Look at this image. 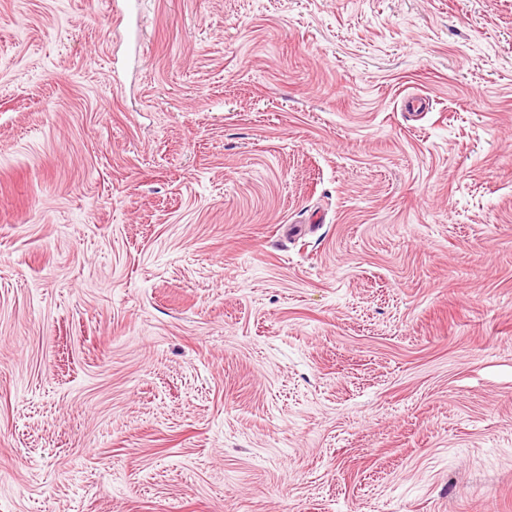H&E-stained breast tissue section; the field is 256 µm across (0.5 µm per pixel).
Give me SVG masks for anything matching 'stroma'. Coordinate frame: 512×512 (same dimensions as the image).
Masks as SVG:
<instances>
[{"label": "stroma", "mask_w": 512, "mask_h": 512, "mask_svg": "<svg viewBox=\"0 0 512 512\" xmlns=\"http://www.w3.org/2000/svg\"><path fill=\"white\" fill-rule=\"evenodd\" d=\"M0 512H512V0H0Z\"/></svg>", "instance_id": "1"}]
</instances>
